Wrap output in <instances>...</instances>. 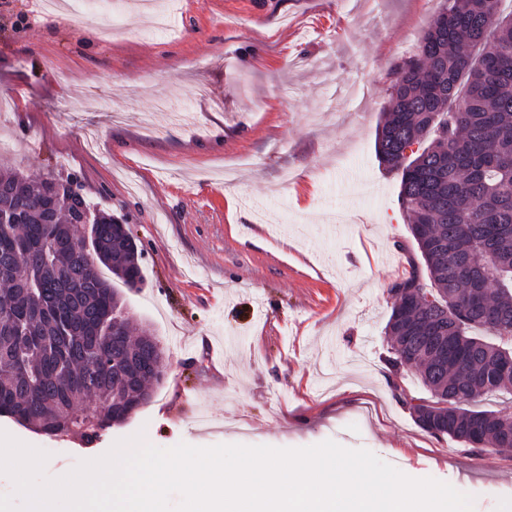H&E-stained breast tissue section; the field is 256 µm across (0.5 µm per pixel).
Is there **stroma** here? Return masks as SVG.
<instances>
[{"label":"stroma","mask_w":512,"mask_h":512,"mask_svg":"<svg viewBox=\"0 0 512 512\" xmlns=\"http://www.w3.org/2000/svg\"><path fill=\"white\" fill-rule=\"evenodd\" d=\"M439 0H140L74 23L0 0V169L76 176L126 219L144 284L123 290L161 343L151 401L100 440L50 437L60 477L117 441L366 449L512 512V452L420 428L414 369L390 383V289L416 257L399 179L375 150L394 79Z\"/></svg>","instance_id":"35a3bbf8"}]
</instances>
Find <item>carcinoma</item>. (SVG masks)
<instances>
[{"mask_svg": "<svg viewBox=\"0 0 512 512\" xmlns=\"http://www.w3.org/2000/svg\"><path fill=\"white\" fill-rule=\"evenodd\" d=\"M500 2L441 0L396 68L376 137L421 257L390 288L387 367L417 368L430 398L405 405L421 428L498 451L512 448V412L463 404L512 391V14ZM103 267L143 282L120 221L70 178L0 172L1 417L93 441L150 400L163 363Z\"/></svg>", "mask_w": 512, "mask_h": 512, "instance_id": "carcinoma-1", "label": "carcinoma"}]
</instances>
